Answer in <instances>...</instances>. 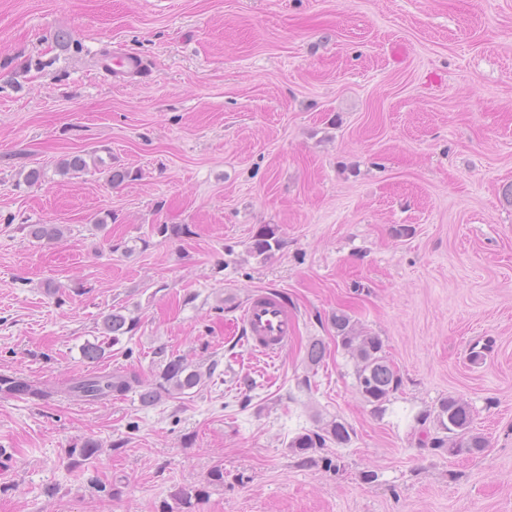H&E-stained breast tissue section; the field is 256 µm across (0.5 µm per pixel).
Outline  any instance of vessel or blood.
Listing matches in <instances>:
<instances>
[{
  "mask_svg": "<svg viewBox=\"0 0 512 512\" xmlns=\"http://www.w3.org/2000/svg\"><path fill=\"white\" fill-rule=\"evenodd\" d=\"M239 327L252 348L277 354L293 339L297 315L278 291L263 289L245 302Z\"/></svg>",
  "mask_w": 512,
  "mask_h": 512,
  "instance_id": "b4317fda",
  "label": "vessel or blood"
}]
</instances>
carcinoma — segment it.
Here are the masks:
<instances>
[{
	"label": "carcinoma",
	"instance_id": "cac0c4a2",
	"mask_svg": "<svg viewBox=\"0 0 512 512\" xmlns=\"http://www.w3.org/2000/svg\"><path fill=\"white\" fill-rule=\"evenodd\" d=\"M103 161L95 154H77L60 162L59 171L63 175L76 176L89 167L98 168ZM29 234L38 239H58L63 231L56 224H30ZM281 247L278 228L264 225L253 237L249 253L257 257H268ZM335 329L336 346L342 348L353 360V375L358 393L363 401L372 406L376 414L386 411V404L399 391L402 378L388 358L381 337L362 333L350 315L336 312L331 318ZM104 334L117 343L120 337L132 332L135 320L119 311L106 315L103 319ZM326 354V346L319 338L312 339L306 348V362L309 366L320 365ZM204 384V374L192 367L181 355L166 358L162 370L151 384H143L138 378L119 372H93L72 380L61 392L74 395L84 401L101 402L124 396L138 390L139 400L144 406H153L164 395H186L189 391ZM12 394L37 398L47 397L55 390L38 386L26 380L0 376V389ZM421 423L430 422L432 428L424 429L423 435L433 448H444L452 456H473L488 447V441L472 428L473 416L470 406L452 396L439 400L436 410L420 418ZM353 428L345 422L331 420L314 430L296 434L288 442V448L302 459L313 462L314 454L330 443L346 445L351 442ZM100 446L94 441H86L78 448L68 449L69 456L80 465L95 458Z\"/></svg>",
	"mask_w": 512,
	"mask_h": 512
}]
</instances>
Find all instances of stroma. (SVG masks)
Listing matches in <instances>:
<instances>
[{"label":"stroma","instance_id":"35a3bbf8","mask_svg":"<svg viewBox=\"0 0 512 512\" xmlns=\"http://www.w3.org/2000/svg\"><path fill=\"white\" fill-rule=\"evenodd\" d=\"M124 54L139 73H105ZM92 151L130 178L60 174ZM510 188L512 0H0V375L57 389L0 391V512H183L202 485L194 512H512ZM267 224L282 245L262 259ZM264 288L298 318L275 360L232 331ZM115 309L135 328L90 362ZM340 310L402 377L384 415L333 340ZM173 354L210 371L201 389L149 407L60 391L93 371L148 384ZM449 395L481 454L422 443ZM335 418L348 445L290 451ZM280 247L281 239L278 236V228L275 225L267 224L253 237L249 253L257 257H268Z\"/></svg>","mask_w":512,"mask_h":512}]
</instances>
